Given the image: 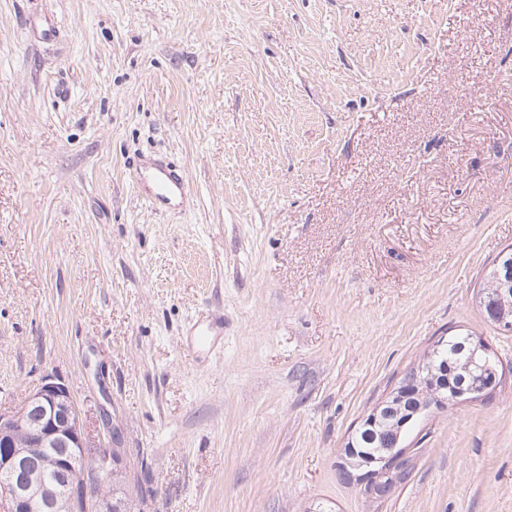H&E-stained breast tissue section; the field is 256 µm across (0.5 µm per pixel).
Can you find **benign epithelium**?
I'll return each instance as SVG.
<instances>
[{
	"mask_svg": "<svg viewBox=\"0 0 512 512\" xmlns=\"http://www.w3.org/2000/svg\"><path fill=\"white\" fill-rule=\"evenodd\" d=\"M474 346L485 383L449 392L428 382L420 417L437 405L476 401L498 382L491 349L479 338ZM120 462L119 449L86 433L69 387L55 377H45L17 410L0 411V512H112L104 487Z\"/></svg>",
	"mask_w": 512,
	"mask_h": 512,
	"instance_id": "7a95c632",
	"label": "benign epithelium"
}]
</instances>
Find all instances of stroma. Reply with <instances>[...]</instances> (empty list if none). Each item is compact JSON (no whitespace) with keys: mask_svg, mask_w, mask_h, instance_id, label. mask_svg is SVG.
I'll list each match as a JSON object with an SVG mask.
<instances>
[{"mask_svg":"<svg viewBox=\"0 0 512 512\" xmlns=\"http://www.w3.org/2000/svg\"><path fill=\"white\" fill-rule=\"evenodd\" d=\"M509 246L512 0H0V410L64 381L146 512H512ZM452 327L503 381L376 503L345 443ZM140 179L141 194L154 207H165L177 203L182 207L189 203L190 194L181 175L161 163H151L142 167Z\"/></svg>","mask_w":512,"mask_h":512,"instance_id":"stroma-1","label":"stroma"}]
</instances>
